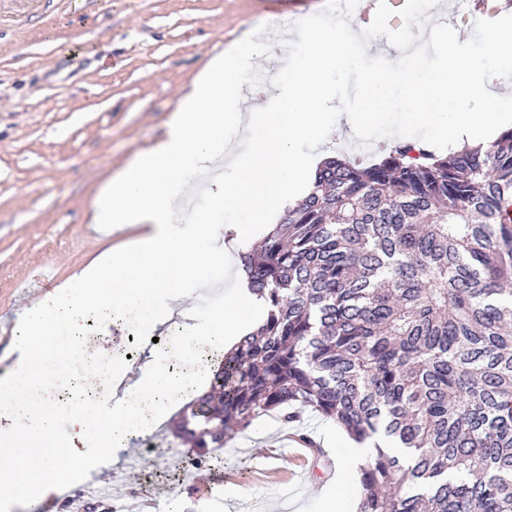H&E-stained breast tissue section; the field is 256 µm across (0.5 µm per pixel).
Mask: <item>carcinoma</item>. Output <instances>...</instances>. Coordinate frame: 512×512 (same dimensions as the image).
Wrapping results in <instances>:
<instances>
[{
	"instance_id": "1",
	"label": "carcinoma",
	"mask_w": 512,
	"mask_h": 512,
	"mask_svg": "<svg viewBox=\"0 0 512 512\" xmlns=\"http://www.w3.org/2000/svg\"><path fill=\"white\" fill-rule=\"evenodd\" d=\"M241 257L267 313L174 436L198 464L275 411L365 441L358 512H512V130L319 163Z\"/></svg>"
}]
</instances>
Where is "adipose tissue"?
<instances>
[{
	"mask_svg": "<svg viewBox=\"0 0 512 512\" xmlns=\"http://www.w3.org/2000/svg\"><path fill=\"white\" fill-rule=\"evenodd\" d=\"M304 54L288 75V89L244 103L241 86L263 58V44L249 34L224 54L214 56L179 101L164 139L138 152L109 179L93 201L94 221L106 231L138 224L143 235L134 248L115 252L75 275L76 290L49 293L41 306L20 320V355L10 382L0 390V422L11 436L0 449V507L58 494L70 477L72 460L87 469L101 466L88 457L84 443L90 424L105 428V443L124 451L131 438L162 425L172 407L205 392L196 380H180L172 368L146 359L134 383L114 379L120 395L112 403L82 406L70 415L71 431L61 450L44 446L55 432L54 417L19 410L16 393L44 376L52 358L64 352L54 342L55 329L91 317L98 329L119 326L132 314H143L141 330L180 325L188 319L181 299L202 293L205 271L236 259V242L249 238L259 224L280 208L307 175L308 162L299 151L304 142L320 140L325 129L356 132L381 124L402 97L409 133L401 142L415 144L413 129L430 127L433 137L455 144L490 132L512 118V98L496 90L497 78L512 74V32L488 35L479 50L461 52L460 30L431 28L424 37L404 29L392 46L391 65L359 84L352 105L333 106L326 80L344 70L351 53L370 47L363 28L350 23L318 22L300 32ZM434 53L436 68L427 75L413 61ZM479 93L485 105L475 112L458 108L461 99ZM243 133L249 153H235L227 131ZM217 175L208 191L215 211L238 215L232 245H212L215 222L186 215L183 201L201 171ZM265 312L262 300L247 289L226 298L211 313L206 329L187 337L193 354H204L203 369L216 372L220 354L229 352L240 331Z\"/></svg>",
	"mask_w": 512,
	"mask_h": 512,
	"instance_id": "adipose-tissue-1",
	"label": "adipose tissue"
}]
</instances>
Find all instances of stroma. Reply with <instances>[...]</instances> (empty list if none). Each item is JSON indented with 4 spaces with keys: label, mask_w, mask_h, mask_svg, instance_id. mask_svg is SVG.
I'll return each instance as SVG.
<instances>
[{
    "label": "stroma",
    "mask_w": 512,
    "mask_h": 512,
    "mask_svg": "<svg viewBox=\"0 0 512 512\" xmlns=\"http://www.w3.org/2000/svg\"><path fill=\"white\" fill-rule=\"evenodd\" d=\"M337 14L333 0H0V324L17 327L30 306L27 284L41 271L61 286L117 248L118 238L94 223L92 201L136 153L165 137L180 96L210 57L246 30L286 21L296 31ZM453 26L470 31L465 48L475 50L485 31H512V0H472ZM267 47L243 95L268 69L288 74L303 53L297 39L284 50L272 40ZM387 64L371 49L356 54L334 76L333 94L345 98ZM145 345L133 328L94 357L64 356L29 388L30 408L58 401L69 378L100 362L121 360L136 371ZM172 429L133 441L142 466L102 472L113 497L144 493L161 512H184L188 494L204 486L196 512H320L330 483L317 473L288 490L252 475L266 448L290 432L341 446L340 427L317 413L300 411L287 425L265 415L235 435L223 458L196 468L175 454ZM223 470L237 478L234 495L215 482Z\"/></svg>",
    "instance_id": "stroma-1"
}]
</instances>
